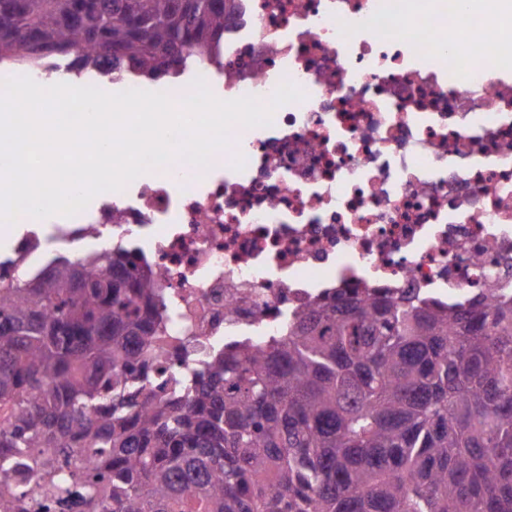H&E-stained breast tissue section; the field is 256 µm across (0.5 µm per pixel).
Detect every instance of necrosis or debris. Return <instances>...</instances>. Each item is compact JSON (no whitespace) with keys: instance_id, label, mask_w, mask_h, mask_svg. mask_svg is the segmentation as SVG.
<instances>
[{"instance_id":"4bbe7bcc","label":"necrosis or debris","mask_w":512,"mask_h":512,"mask_svg":"<svg viewBox=\"0 0 512 512\" xmlns=\"http://www.w3.org/2000/svg\"><path fill=\"white\" fill-rule=\"evenodd\" d=\"M219 99L304 92L269 126L233 127L207 169L185 162L29 219L0 248L23 275L42 242L128 244L154 277L158 369L201 368L351 289L454 303L512 292V0H233ZM492 54L493 66H474Z\"/></svg>"}]
</instances>
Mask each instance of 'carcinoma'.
<instances>
[{
	"instance_id": "1",
	"label": "carcinoma",
	"mask_w": 512,
	"mask_h": 512,
	"mask_svg": "<svg viewBox=\"0 0 512 512\" xmlns=\"http://www.w3.org/2000/svg\"><path fill=\"white\" fill-rule=\"evenodd\" d=\"M71 2L0 0V62L164 80L224 40L226 0ZM158 309L124 249L0 284V512H512L511 296L345 293L156 389Z\"/></svg>"
}]
</instances>
